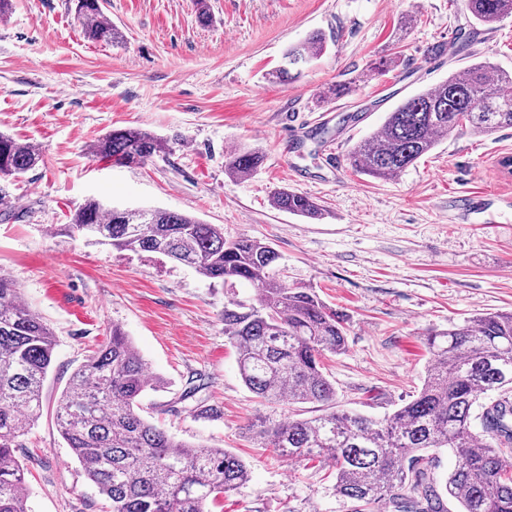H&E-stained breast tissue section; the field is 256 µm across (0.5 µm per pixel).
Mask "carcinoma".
Masks as SVG:
<instances>
[{
	"label": "carcinoma",
	"instance_id": "1",
	"mask_svg": "<svg viewBox=\"0 0 512 512\" xmlns=\"http://www.w3.org/2000/svg\"><path fill=\"white\" fill-rule=\"evenodd\" d=\"M472 18L488 26L512 16V0H466ZM85 40L112 44L118 32L99 0H77ZM325 38L313 32L285 54L272 73L279 83L301 77ZM512 73L485 58L453 72L432 89L403 100L349 154L358 172L393 180L448 135L463 127L479 134L512 129ZM92 156L140 165L168 151L166 140L140 129L114 130L90 146ZM39 146L0 133V180L33 169ZM261 153L236 149L224 172L245 179ZM272 205L319 220L323 208L280 189ZM66 230L117 250L161 254L199 276L234 288L247 282L254 302L230 299L224 336L238 354L245 386L268 412L248 425L260 447L289 461L324 457L336 470V495L357 512H512V312L453 324L425 339L426 377L417 396L381 420L336 410V388L323 360L345 347L346 321L306 288L288 286L279 255L252 237L224 238V225L158 208L116 209L97 199L78 207ZM55 333L21 300L0 271V512H27L19 438L39 418L52 364ZM164 381L149 373L134 343L116 326L73 372L56 404L61 437L112 512H210L224 493L249 482L247 463L228 450L171 438L141 415L140 400ZM312 404L320 414L278 413L283 402ZM480 404L481 431L473 428ZM455 458L448 477L434 476L437 453Z\"/></svg>",
	"mask_w": 512,
	"mask_h": 512
}]
</instances>
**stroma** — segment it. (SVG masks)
<instances>
[{
	"instance_id": "35a3bbf8",
	"label": "stroma",
	"mask_w": 512,
	"mask_h": 512,
	"mask_svg": "<svg viewBox=\"0 0 512 512\" xmlns=\"http://www.w3.org/2000/svg\"><path fill=\"white\" fill-rule=\"evenodd\" d=\"M103 0L123 38L83 39L74 0H10L0 17V133L40 145L43 160L9 184L12 219L0 221V271L56 335L43 407L20 457L28 512H107L63 442L57 400L112 327L127 334L150 373L167 382L141 401L144 416L175 439L224 448L249 465L242 490L213 512H340L328 463L287 462L246 430L259 405L244 386L224 335L229 298L255 290L210 286L162 255L118 251L63 232L74 210L97 198L118 208L152 206L220 224L227 238L270 244L289 286L312 289L346 320V345L328 356L337 409L374 418L409 401L422 384L435 330L512 310V129L453 132L398 178L355 172L349 153L404 98L466 64L432 45L469 39V52L512 72V16L474 23L464 0ZM413 12L411 29L401 27ZM322 33L326 48L298 81L269 80L289 47ZM381 69L371 78L370 63ZM352 93L326 102L335 83ZM304 123L297 139L287 124ZM149 130L166 156L119 166L89 147L115 129ZM264 159L249 178L224 171L228 151ZM335 163H328V153ZM305 194L325 217L273 208L279 188ZM475 194L463 215L457 197ZM206 387L184 398L191 379ZM217 414L196 408L199 400Z\"/></svg>"
}]
</instances>
